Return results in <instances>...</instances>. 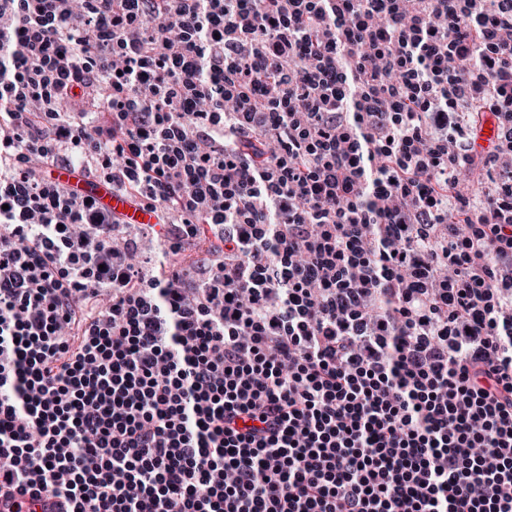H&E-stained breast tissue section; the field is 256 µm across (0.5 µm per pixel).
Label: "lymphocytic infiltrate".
<instances>
[{"label": "lymphocytic infiltrate", "instance_id": "lymphocytic-infiltrate-1", "mask_svg": "<svg viewBox=\"0 0 512 512\" xmlns=\"http://www.w3.org/2000/svg\"><path fill=\"white\" fill-rule=\"evenodd\" d=\"M0 42L14 512H512V0H0ZM51 177L67 183L83 194L94 197L100 206L124 214L127 217V224H151L155 221L150 213L136 208L104 183L79 178L69 169L53 170Z\"/></svg>", "mask_w": 512, "mask_h": 512}]
</instances>
